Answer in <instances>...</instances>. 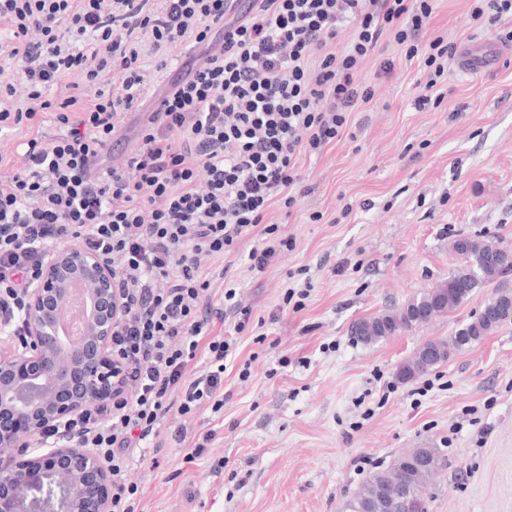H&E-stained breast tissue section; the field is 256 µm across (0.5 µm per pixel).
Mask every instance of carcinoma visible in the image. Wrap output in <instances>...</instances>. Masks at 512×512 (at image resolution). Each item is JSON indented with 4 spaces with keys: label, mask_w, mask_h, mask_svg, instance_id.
Listing matches in <instances>:
<instances>
[{
    "label": "carcinoma",
    "mask_w": 512,
    "mask_h": 512,
    "mask_svg": "<svg viewBox=\"0 0 512 512\" xmlns=\"http://www.w3.org/2000/svg\"><path fill=\"white\" fill-rule=\"evenodd\" d=\"M452 249L464 262L448 278L395 310L359 321L352 330L356 341L371 345L395 331L408 332L451 313L467 302L476 289L492 287L478 315L462 324L454 336L426 342L401 364L397 377L402 381H413L433 372L452 353L512 324V248L490 240L460 237L453 242ZM443 468L440 449L414 448L390 467L375 472L347 500L345 512H362L363 499L378 486L385 491L386 500L408 493L424 512H429L430 489Z\"/></svg>",
    "instance_id": "cac0c4a2"
}]
</instances>
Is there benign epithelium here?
I'll list each match as a JSON object with an SVG mask.
<instances>
[{"label":"benign epithelium","mask_w":512,"mask_h":512,"mask_svg":"<svg viewBox=\"0 0 512 512\" xmlns=\"http://www.w3.org/2000/svg\"><path fill=\"white\" fill-rule=\"evenodd\" d=\"M76 288L86 318L74 335L66 312ZM119 312L112 269L97 255L75 243L48 252L28 292L26 336H0V512H112V471L65 426L112 405Z\"/></svg>","instance_id":"7a95c632"}]
</instances>
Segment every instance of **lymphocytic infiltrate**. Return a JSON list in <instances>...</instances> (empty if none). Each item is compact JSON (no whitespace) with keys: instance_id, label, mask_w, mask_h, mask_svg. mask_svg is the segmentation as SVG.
Returning a JSON list of instances; mask_svg holds the SVG:
<instances>
[{"instance_id":"f902f5d3","label":"lymphocytic infiltrate","mask_w":512,"mask_h":512,"mask_svg":"<svg viewBox=\"0 0 512 512\" xmlns=\"http://www.w3.org/2000/svg\"><path fill=\"white\" fill-rule=\"evenodd\" d=\"M435 0H0V131L41 125L0 176V326L23 331L28 288L49 249L77 242L112 267L123 313L112 336L116 390L70 425L112 467V512H139L128 477L137 450L169 418L224 407L235 348L215 322L239 293L216 262L252 231L248 268L289 245L271 209L309 193L298 160L318 155L374 88L363 64L384 41L423 74L418 106L458 51L422 41ZM348 41H341L343 27ZM193 43L154 108L136 153L100 162L148 94L145 64Z\"/></svg>"}]
</instances>
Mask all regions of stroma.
<instances>
[{"mask_svg": "<svg viewBox=\"0 0 512 512\" xmlns=\"http://www.w3.org/2000/svg\"><path fill=\"white\" fill-rule=\"evenodd\" d=\"M471 5L438 0L428 32L462 50L500 52V64L477 75L451 67L439 107L421 111L418 67L386 43L362 69L373 100L321 155L301 158L311 193L269 215L288 251L260 275L246 263L254 238L225 257L251 315L239 333L234 318L224 321L237 351L223 410L190 422L216 438L191 463L170 431L154 438L146 455L158 468L131 472L142 512H343L374 471L414 448L447 459L430 512H512V325L414 382L395 376L422 344L453 336L488 289L372 345L350 334L355 321L402 306L458 268L454 239L512 247V44L472 20ZM385 58L393 68L383 75ZM305 283L303 307L281 308L286 288Z\"/></svg>", "mask_w": 512, "mask_h": 512, "instance_id": "stroma-1", "label": "stroma"}]
</instances>
